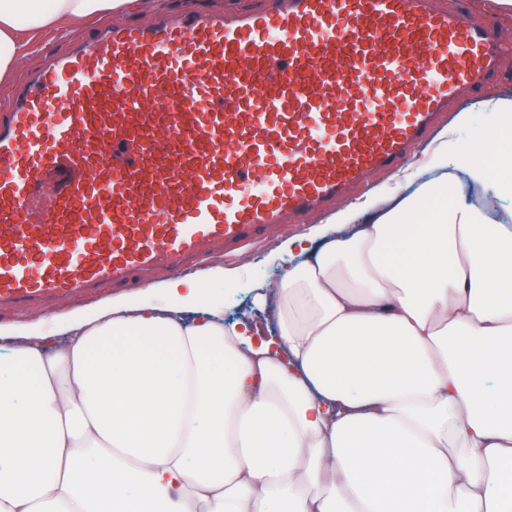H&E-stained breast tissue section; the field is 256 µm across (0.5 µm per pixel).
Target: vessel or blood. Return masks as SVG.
<instances>
[{
	"label": "vessel or blood",
	"instance_id": "vessel-or-blood-1",
	"mask_svg": "<svg viewBox=\"0 0 512 512\" xmlns=\"http://www.w3.org/2000/svg\"><path fill=\"white\" fill-rule=\"evenodd\" d=\"M504 55L496 20L435 0L107 28L0 114V310L235 255L398 168Z\"/></svg>",
	"mask_w": 512,
	"mask_h": 512
}]
</instances>
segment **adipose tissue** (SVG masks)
Here are the masks:
<instances>
[{"label": "adipose tissue", "mask_w": 512, "mask_h": 512, "mask_svg": "<svg viewBox=\"0 0 512 512\" xmlns=\"http://www.w3.org/2000/svg\"><path fill=\"white\" fill-rule=\"evenodd\" d=\"M139 0H0V83L41 30ZM463 154L512 201V97ZM278 333L221 267L0 323V512H512V226L424 183L278 246Z\"/></svg>", "instance_id": "1"}]
</instances>
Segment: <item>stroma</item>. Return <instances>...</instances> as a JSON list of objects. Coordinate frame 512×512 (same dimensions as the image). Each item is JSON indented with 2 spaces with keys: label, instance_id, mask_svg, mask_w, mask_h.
Instances as JSON below:
<instances>
[{
  "label": "stroma",
  "instance_id": "35a3bbf8",
  "mask_svg": "<svg viewBox=\"0 0 512 512\" xmlns=\"http://www.w3.org/2000/svg\"><path fill=\"white\" fill-rule=\"evenodd\" d=\"M264 0H144V3L136 14L115 13L108 14L109 22L144 23L153 17L164 13L178 11L206 10L213 13H221L229 9H257ZM98 21L82 23L73 33L61 35L48 32L40 39V49L34 55L23 59L17 66L9 86L0 88V112L5 111L8 100L13 92V87L19 84L26 74L33 72L46 60L65 53L73 44L89 39L98 29ZM489 113L474 111L472 124L468 127L453 126L451 118H444L439 128L443 130V137H430L425 144L412 147L406 164L397 172L390 174H376L370 177L368 189L357 188L350 192L348 198L335 203V210H342L348 203L365 201L369 189L378 188L396 197L408 195L419 184L454 176L455 180L465 184L467 196H474L476 188L468 186V178L463 171L454 170L453 164L460 159L462 149L466 141L470 140L475 128L489 124ZM439 154L441 163L438 166L428 165L427 157ZM322 215L308 217H291L280 227L274 229L260 243L247 245L240 249L232 258H224L220 255L210 256L204 259V267L221 266L234 270L232 280L224 282V318L226 321L254 320L268 326L269 330H276L278 318V305L276 300H263L255 292L258 283L268 282L278 284L285 271L288 262L277 257L276 247L288 238L304 233L312 225L321 223ZM116 290L112 286H104L97 296L75 297L64 301L48 300L39 305L35 310L21 313L13 311L0 312V322L25 323L30 321H42L45 328H53L56 318L63 313L75 308L94 304L95 300L106 299L115 296Z\"/></svg>",
  "mask_w": 512,
  "mask_h": 512
}]
</instances>
